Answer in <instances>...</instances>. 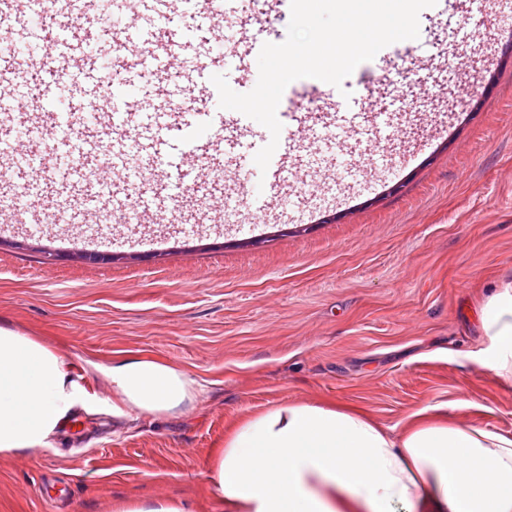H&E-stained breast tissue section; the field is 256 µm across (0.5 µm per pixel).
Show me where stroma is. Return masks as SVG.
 Wrapping results in <instances>:
<instances>
[{"mask_svg":"<svg viewBox=\"0 0 512 512\" xmlns=\"http://www.w3.org/2000/svg\"><path fill=\"white\" fill-rule=\"evenodd\" d=\"M161 26L182 51L132 87V112L176 109L188 88L197 111H218L209 78L229 58L224 17L202 24L190 0H169ZM419 26L421 48L397 62L392 90L367 96L374 60L343 83L373 110L400 99L401 132L327 137L288 205L249 210L247 191L236 209L197 205L201 183L240 186L220 159L174 191L192 221L102 225L110 204L94 184L63 199L56 175L41 177L40 209L67 201L77 217L44 235L23 222L0 230V322L58 342L94 409L36 457L0 458V512H112L159 496L218 512L210 448L237 420L290 401L332 397L385 427L448 401L458 421L512 434V384L467 357L479 294L512 269V27L462 5L448 23L423 10ZM59 39L89 71L124 61L105 81L73 83L69 114L123 85L139 55L116 48L94 9ZM94 243L113 261L80 259ZM128 351L203 382L197 408L113 415L108 383L84 366Z\"/></svg>","mask_w":512,"mask_h":512,"instance_id":"1","label":"stroma"}]
</instances>
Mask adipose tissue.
Instances as JSON below:
<instances>
[{"mask_svg":"<svg viewBox=\"0 0 512 512\" xmlns=\"http://www.w3.org/2000/svg\"><path fill=\"white\" fill-rule=\"evenodd\" d=\"M471 362L512 382V274L479 307ZM89 366L111 386L113 415L174 416L204 386L180 367L125 352ZM91 397L66 356L0 325V458L36 456ZM428 405L385 427L337 400L278 404L230 426L206 478L226 512H512V435Z\"/></svg>","mask_w":512,"mask_h":512,"instance_id":"obj_1","label":"adipose tissue"}]
</instances>
